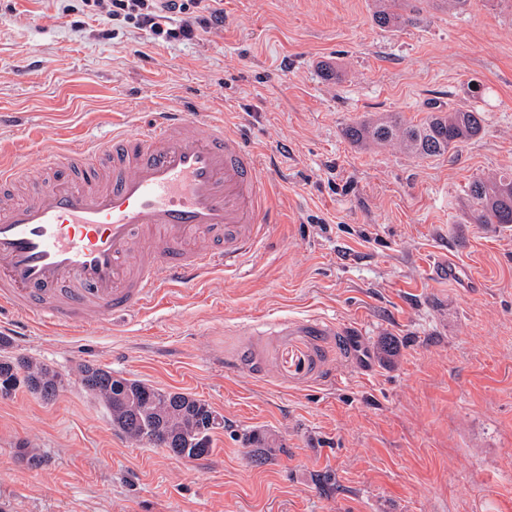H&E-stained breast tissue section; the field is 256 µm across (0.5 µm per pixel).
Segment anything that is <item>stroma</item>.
<instances>
[{
    "label": "stroma",
    "instance_id": "1",
    "mask_svg": "<svg viewBox=\"0 0 512 512\" xmlns=\"http://www.w3.org/2000/svg\"><path fill=\"white\" fill-rule=\"evenodd\" d=\"M376 6L224 0L223 28L163 42L81 0H0V159L36 177L49 150L150 113L220 112L276 219L238 274L10 339L69 383L0 398V512H512V225L466 221L471 181L512 172V0H411L399 31ZM437 105L481 111V135L428 159L344 136ZM447 256L469 287L431 277ZM85 360L206 400L212 453L115 431Z\"/></svg>",
    "mask_w": 512,
    "mask_h": 512
}]
</instances>
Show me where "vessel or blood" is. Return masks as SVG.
I'll list each match as a JSON object with an SVG mask.
<instances>
[{"instance_id":"1","label":"vessel or blood","mask_w":512,"mask_h":512,"mask_svg":"<svg viewBox=\"0 0 512 512\" xmlns=\"http://www.w3.org/2000/svg\"><path fill=\"white\" fill-rule=\"evenodd\" d=\"M44 166L17 200L22 167L0 162V308L19 325L113 319L267 243L271 189L222 114L158 112Z\"/></svg>"}]
</instances>
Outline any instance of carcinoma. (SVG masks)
<instances>
[{
	"label": "carcinoma",
	"mask_w": 512,
	"mask_h": 512,
	"mask_svg": "<svg viewBox=\"0 0 512 512\" xmlns=\"http://www.w3.org/2000/svg\"><path fill=\"white\" fill-rule=\"evenodd\" d=\"M374 22L381 28L397 29L410 22L408 0H381ZM483 130V115L476 109L439 108L421 123L398 117L361 121L345 129L356 143L396 142L422 158L440 157L458 144L471 141ZM471 223L512 224V174L476 179L469 186ZM0 338V394L11 396L19 390L45 401L53 400L64 388L62 374L53 366L5 351ZM85 392L107 412L112 427L126 438L163 448L169 454L202 459L212 451V435L224 427V417L206 401L188 392L164 390L139 379L122 377L93 361L78 365Z\"/></svg>",
	"instance_id": "cac0c4a2"
}]
</instances>
